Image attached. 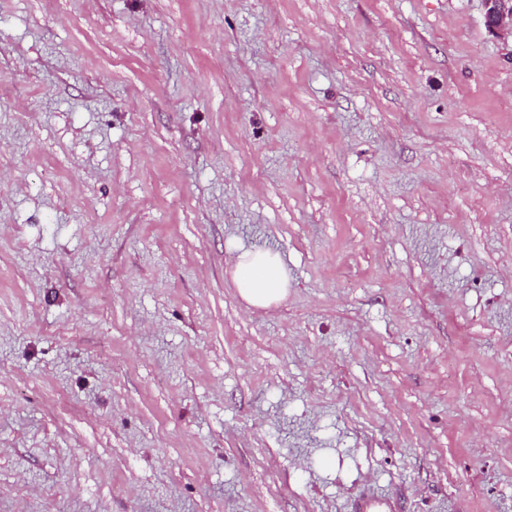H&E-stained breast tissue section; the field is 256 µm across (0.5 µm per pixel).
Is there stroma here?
<instances>
[{
    "label": "stroma",
    "mask_w": 512,
    "mask_h": 512,
    "mask_svg": "<svg viewBox=\"0 0 512 512\" xmlns=\"http://www.w3.org/2000/svg\"><path fill=\"white\" fill-rule=\"evenodd\" d=\"M369 491L512 512V38L483 0H0V512ZM232 278L247 304L270 309L288 292V274L281 257L269 250H248L232 258Z\"/></svg>",
    "instance_id": "35a3bbf8"
}]
</instances>
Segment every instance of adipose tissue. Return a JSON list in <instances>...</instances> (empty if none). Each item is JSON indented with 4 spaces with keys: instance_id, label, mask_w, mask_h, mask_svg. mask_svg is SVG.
<instances>
[{
    "instance_id": "ef3b65f1",
    "label": "adipose tissue",
    "mask_w": 512,
    "mask_h": 512,
    "mask_svg": "<svg viewBox=\"0 0 512 512\" xmlns=\"http://www.w3.org/2000/svg\"><path fill=\"white\" fill-rule=\"evenodd\" d=\"M232 278L247 304L269 309L288 292V274L281 257L267 250H248L232 259Z\"/></svg>"
}]
</instances>
